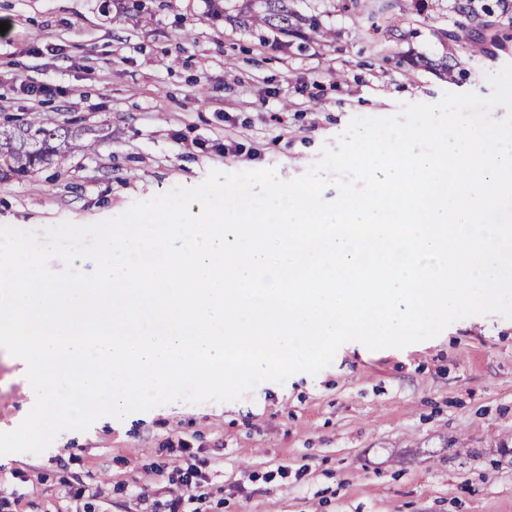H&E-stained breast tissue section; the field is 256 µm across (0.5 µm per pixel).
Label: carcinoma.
Masks as SVG:
<instances>
[{"label":"carcinoma","instance_id":"obj_1","mask_svg":"<svg viewBox=\"0 0 512 512\" xmlns=\"http://www.w3.org/2000/svg\"><path fill=\"white\" fill-rule=\"evenodd\" d=\"M294 0H240L233 6L234 16L224 15L247 27L270 31L283 37L301 34L308 25L307 39L321 42L328 38L324 27L314 17L302 18L293 5ZM456 8L467 15L479 28H490L493 23L478 12L473 0H458ZM94 143L78 141V135L60 127H53L38 115L29 118L6 117L0 122V174L26 175L34 168L55 164L62 166L74 150H89Z\"/></svg>","mask_w":512,"mask_h":512}]
</instances>
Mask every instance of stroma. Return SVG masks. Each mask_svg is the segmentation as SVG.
<instances>
[{
    "label": "stroma",
    "instance_id": "1",
    "mask_svg": "<svg viewBox=\"0 0 512 512\" xmlns=\"http://www.w3.org/2000/svg\"><path fill=\"white\" fill-rule=\"evenodd\" d=\"M366 2L297 0L329 31L302 49L225 22L211 0H0V117L40 112L96 139L63 166L0 175V225L91 224L213 170L289 181L352 118L488 96L487 74L512 64L502 0H476L494 24L476 56L440 35L470 25L454 0H428L394 30L389 0L373 15ZM42 85L50 95L30 96ZM22 367L0 349V432L30 409ZM194 470L199 512H512V319L467 317L402 349L349 342L317 375L236 401L61 432L0 460V512H164Z\"/></svg>",
    "mask_w": 512,
    "mask_h": 512
}]
</instances>
